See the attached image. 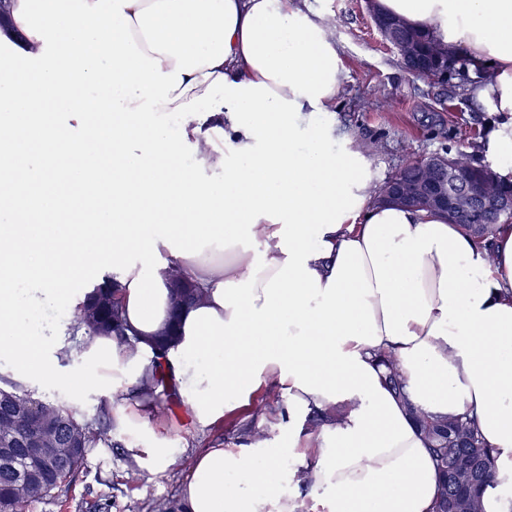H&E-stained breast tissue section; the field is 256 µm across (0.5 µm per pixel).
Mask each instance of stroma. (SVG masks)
Returning a JSON list of instances; mask_svg holds the SVG:
<instances>
[{"label":"stroma","instance_id":"obj_1","mask_svg":"<svg viewBox=\"0 0 512 512\" xmlns=\"http://www.w3.org/2000/svg\"><path fill=\"white\" fill-rule=\"evenodd\" d=\"M313 17L334 26L346 73L343 91L331 114L340 131L357 142H376L371 155L375 184L415 158L460 147L462 128L486 130L496 114L491 103H459L449 99L448 86L407 73L394 49L384 45L372 23L365 0H308ZM43 398L66 405L76 415L93 418L102 395L37 383ZM252 409L225 416L209 428L194 425L184 406L162 413L151 411V425L179 449L174 466L150 471L129 455L140 446L136 434L109 430L90 449L81 468L50 496L25 503L22 512H175L174 503L192 455L202 448H231L243 435L276 430L253 421Z\"/></svg>","mask_w":512,"mask_h":512}]
</instances>
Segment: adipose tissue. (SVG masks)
<instances>
[{
  "label": "adipose tissue",
  "instance_id": "1",
  "mask_svg": "<svg viewBox=\"0 0 512 512\" xmlns=\"http://www.w3.org/2000/svg\"><path fill=\"white\" fill-rule=\"evenodd\" d=\"M486 69L485 135L512 171V0H377ZM0 354L19 380L109 398L132 456L177 461L140 392L183 306L165 372L200 426L258 391L282 397L277 447L247 435L195 454L177 512H434L439 473L410 410L477 418L512 476V228L487 255L442 214L380 204L370 160L327 118L346 75L306 0H0ZM74 184L64 224L37 183ZM48 265L41 302L76 308L75 272H113L127 337L90 336L62 368L68 326L23 338L11 284ZM389 352L405 393L385 382ZM295 463L281 473L280 457Z\"/></svg>",
  "mask_w": 512,
  "mask_h": 512
}]
</instances>
